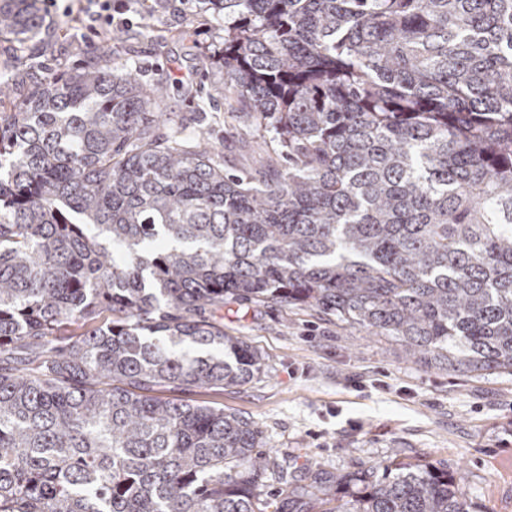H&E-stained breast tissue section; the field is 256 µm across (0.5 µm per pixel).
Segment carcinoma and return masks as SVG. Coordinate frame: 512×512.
I'll use <instances>...</instances> for the list:
<instances>
[{"instance_id": "obj_1", "label": "carcinoma", "mask_w": 512, "mask_h": 512, "mask_svg": "<svg viewBox=\"0 0 512 512\" xmlns=\"http://www.w3.org/2000/svg\"><path fill=\"white\" fill-rule=\"evenodd\" d=\"M213 2L224 120L276 142L260 178L108 45L20 101L0 82V512H265L254 423L160 395L262 372L205 317L226 298L512 374V0ZM43 23L0 0V35ZM272 476L275 512H472L422 465Z\"/></svg>"}]
</instances>
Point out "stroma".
Here are the masks:
<instances>
[{"mask_svg":"<svg viewBox=\"0 0 512 512\" xmlns=\"http://www.w3.org/2000/svg\"><path fill=\"white\" fill-rule=\"evenodd\" d=\"M131 27L94 36L73 16L46 14L38 40L0 37V77L23 96L31 77L85 64L111 44L117 64L166 89L165 111L184 135L208 130L225 168L257 173L269 134L224 122V44L207 0H150ZM224 332L263 357L247 383L197 389L193 402L254 422L276 460L356 473L396 460L465 476L477 512H512V375L473 377L409 360L402 347L318 315L308 307L228 299Z\"/></svg>","mask_w":512,"mask_h":512,"instance_id":"obj_1","label":"stroma"}]
</instances>
